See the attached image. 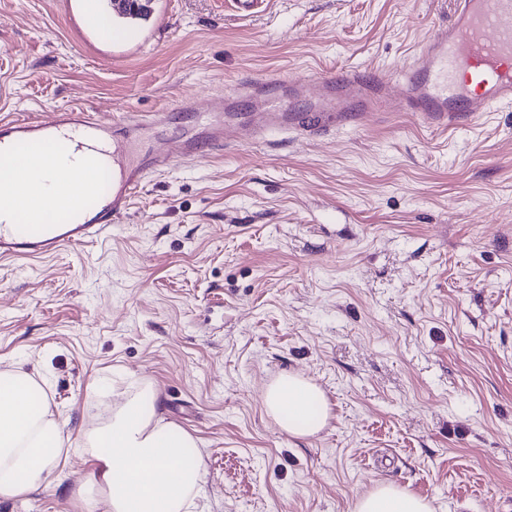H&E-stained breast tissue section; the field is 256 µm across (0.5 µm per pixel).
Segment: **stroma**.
I'll use <instances>...</instances> for the list:
<instances>
[{"label": "stroma", "mask_w": 512, "mask_h": 512, "mask_svg": "<svg viewBox=\"0 0 512 512\" xmlns=\"http://www.w3.org/2000/svg\"><path fill=\"white\" fill-rule=\"evenodd\" d=\"M140 52L80 48L58 0H0V118L67 106L112 122L242 81L403 71L453 0H157ZM47 380L74 452L0 512H107L82 431L113 388L153 386L196 438L195 512H353L393 483L434 512H512V104L456 129L407 112L236 142L150 175L86 246L0 262V369ZM298 373L329 418L298 439L266 385Z\"/></svg>", "instance_id": "1"}]
</instances>
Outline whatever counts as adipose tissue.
<instances>
[{
  "instance_id": "1",
  "label": "adipose tissue",
  "mask_w": 512,
  "mask_h": 512,
  "mask_svg": "<svg viewBox=\"0 0 512 512\" xmlns=\"http://www.w3.org/2000/svg\"><path fill=\"white\" fill-rule=\"evenodd\" d=\"M45 381L23 365L0 371V499L27 496L48 485L67 450L66 423L44 396ZM322 390L301 375L271 382L264 410L297 438L318 433L326 413ZM83 452L95 464L94 483L110 512H192L202 491L195 437L166 419L157 394L145 385L124 392L109 416L82 433ZM354 512H433L430 501L383 483L363 493Z\"/></svg>"
}]
</instances>
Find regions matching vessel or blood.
<instances>
[{
    "mask_svg": "<svg viewBox=\"0 0 512 512\" xmlns=\"http://www.w3.org/2000/svg\"><path fill=\"white\" fill-rule=\"evenodd\" d=\"M407 92L392 96L382 76L357 70L316 77V97L307 87L280 77L279 95L267 97L266 83L250 81L225 99L223 119L182 100L206 127L205 137L175 138V153L151 150L145 161L124 158L112 125L83 107L58 112L53 122L35 116L0 119V164L13 168L8 187H0V261L43 257L57 248L82 247L122 222L150 172L173 157L204 158L224 147L241 127L259 136L290 131L317 136L344 123H364L393 112H411L426 124L459 127L494 107L512 102V0H455L448 25L433 29L403 75ZM267 97L263 111L244 109V101ZM69 135L76 156L50 170V195H31L15 157L19 145Z\"/></svg>",
    "mask_w": 512,
    "mask_h": 512,
    "instance_id": "b4317fda",
    "label": "vessel or blood"
}]
</instances>
